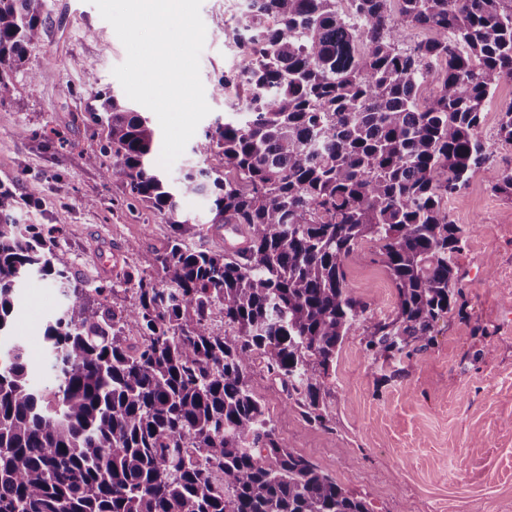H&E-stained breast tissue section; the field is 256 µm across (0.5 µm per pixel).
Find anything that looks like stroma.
Returning <instances> with one entry per match:
<instances>
[{"label": "stroma", "instance_id": "1", "mask_svg": "<svg viewBox=\"0 0 512 512\" xmlns=\"http://www.w3.org/2000/svg\"><path fill=\"white\" fill-rule=\"evenodd\" d=\"M239 3L202 0L207 126L241 109L214 92L242 64L231 37ZM50 8L52 23L28 52L27 75L0 103V184L20 196L25 223L51 229L77 282L118 287L115 301L128 307L127 279L143 253L166 243L170 227L86 161L99 147L87 113L98 94H123L112 70L126 50L90 0H51ZM22 128L56 136L54 150L19 136ZM511 168L512 150H497L491 167L447 203L464 230L456 263L465 312L441 319L426 351L388 367L366 357L360 334L348 336L326 380L329 429L306 424L262 366L250 374L289 449L365 496L375 512H512V202L490 189ZM89 198L94 206H86ZM375 251L366 242L349 258L347 283L379 321L394 315L397 293ZM62 303L50 281L34 278L21 289L16 326L33 361H44L43 327Z\"/></svg>", "mask_w": 512, "mask_h": 512}]
</instances>
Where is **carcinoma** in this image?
Wrapping results in <instances>:
<instances>
[{
  "mask_svg": "<svg viewBox=\"0 0 512 512\" xmlns=\"http://www.w3.org/2000/svg\"><path fill=\"white\" fill-rule=\"evenodd\" d=\"M249 2L244 118L215 122L192 148L222 168L172 180L154 165L143 113L110 94L89 112L102 142L88 163L171 227L129 277L131 307L73 282L0 184V512H373L288 448L249 373L263 364L324 427L325 381L347 336L362 331L366 356L386 363L426 349L465 305L462 230L446 203L493 159L482 125L512 83V0ZM48 18V0H0V101ZM412 29L430 37L409 45ZM495 144L512 149V102ZM491 190L512 201V170ZM194 195L209 223L244 231L243 246H188L202 227L178 198ZM364 241L398 294L395 316L368 327L345 269ZM32 276L65 298L43 332L54 373L43 388L13 326Z\"/></svg>",
  "mask_w": 512,
  "mask_h": 512,
  "instance_id": "cac0c4a2",
  "label": "carcinoma"
}]
</instances>
